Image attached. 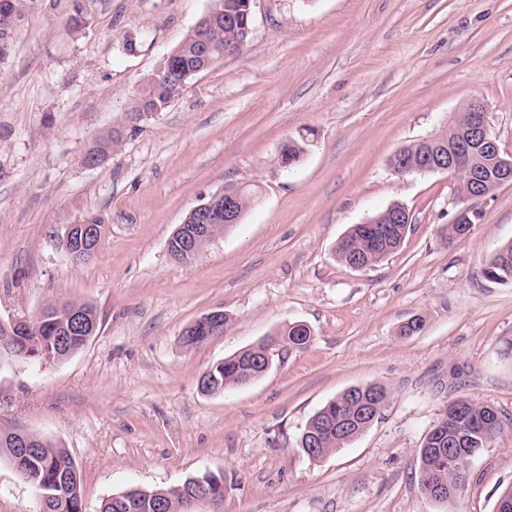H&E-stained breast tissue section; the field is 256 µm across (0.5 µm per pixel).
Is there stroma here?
Instances as JSON below:
<instances>
[{
  "label": "stroma",
  "mask_w": 512,
  "mask_h": 512,
  "mask_svg": "<svg viewBox=\"0 0 512 512\" xmlns=\"http://www.w3.org/2000/svg\"><path fill=\"white\" fill-rule=\"evenodd\" d=\"M214 0H20L0 39V319L48 303L92 305L88 344L39 368L0 371V428L65 448L86 512L132 487L223 474V512H442L419 486L417 450L449 402L495 407L502 429L470 459L454 512H495L512 485V284L482 270L512 242V183L473 201L470 234L443 173L401 174L402 147L433 136L472 96L512 156V0H254L245 51L199 73L164 111L129 108ZM118 130L97 166L91 142ZM290 140L304 153L281 165ZM253 184L259 198L188 264L168 240L202 197ZM411 227L383 262L336 257L350 229L391 204ZM103 221L73 264L68 225ZM223 310L222 336L184 329ZM420 316L423 329L399 336ZM312 332L295 350L286 325ZM272 342L268 372L203 394L213 364ZM389 402L361 436L311 460L307 420L346 389ZM0 512H39L0 458Z\"/></svg>",
  "instance_id": "obj_1"
}]
</instances>
